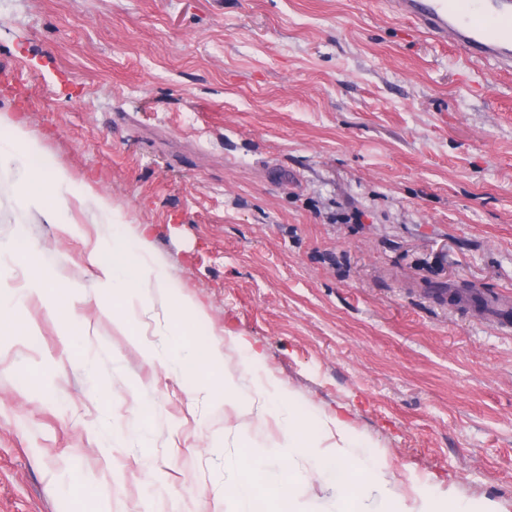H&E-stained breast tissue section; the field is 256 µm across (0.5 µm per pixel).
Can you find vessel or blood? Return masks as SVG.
Here are the masks:
<instances>
[{
    "instance_id": "vessel-or-blood-1",
    "label": "vessel or blood",
    "mask_w": 512,
    "mask_h": 512,
    "mask_svg": "<svg viewBox=\"0 0 512 512\" xmlns=\"http://www.w3.org/2000/svg\"><path fill=\"white\" fill-rule=\"evenodd\" d=\"M394 15L468 58L512 70V0H386Z\"/></svg>"
}]
</instances>
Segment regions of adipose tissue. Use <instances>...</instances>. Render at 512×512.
I'll return each mask as SVG.
<instances>
[{"label": "adipose tissue", "instance_id": "adipose-tissue-1", "mask_svg": "<svg viewBox=\"0 0 512 512\" xmlns=\"http://www.w3.org/2000/svg\"><path fill=\"white\" fill-rule=\"evenodd\" d=\"M13 128L10 137L0 139V170L16 172V202L22 214L38 212L46 223H67L69 202L74 190L69 178L60 171H48L36 165L39 154L36 138L31 136L21 112L9 118ZM93 219L98 224L112 227V250L107 257L91 253L89 261L100 271L98 285L111 292L110 311L113 319H122L133 303H147L152 296L165 299L174 311L171 326L182 338L183 347H191L195 319L203 317L201 306L178 297L167 274L161 270L148 246V225H140L135 238H128L125 222L111 201L94 196ZM16 264L26 268L24 287L14 288L0 278V325L11 321L15 306L26 297L47 298L51 314L69 312L71 299L62 289L46 278L33 254L16 253ZM189 369L200 379L212 395L226 392L224 359L217 348L193 349ZM252 395L261 401L266 411L288 414V432L282 444L286 463L277 469L268 468L262 454L253 450L238 457L234 465L242 470L239 481L226 488L224 494L236 504V512H312L297 484L289 459L305 455L318 460L320 477L336 488L335 512H368L365 504L367 490L381 494L382 512H409L403 495L387 486L381 467L367 468L361 458L359 442L353 437L348 420L343 415L329 418L327 433L336 437L330 449H322L312 439L299 418L290 414L293 397L273 383H256Z\"/></svg>", "mask_w": 512, "mask_h": 512}]
</instances>
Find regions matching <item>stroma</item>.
<instances>
[{"label": "stroma", "mask_w": 512, "mask_h": 512, "mask_svg": "<svg viewBox=\"0 0 512 512\" xmlns=\"http://www.w3.org/2000/svg\"><path fill=\"white\" fill-rule=\"evenodd\" d=\"M40 159L152 227L238 389L342 413L389 485L512 512V72L468 60L385 0H0V112ZM20 218L0 175V253L77 289L0 328V512H234L246 439L288 419L207 394L165 359L170 310L116 325L88 255L90 202ZM265 350L250 366L238 338ZM291 467L319 512L336 491Z\"/></svg>", "instance_id": "obj_1"}]
</instances>
